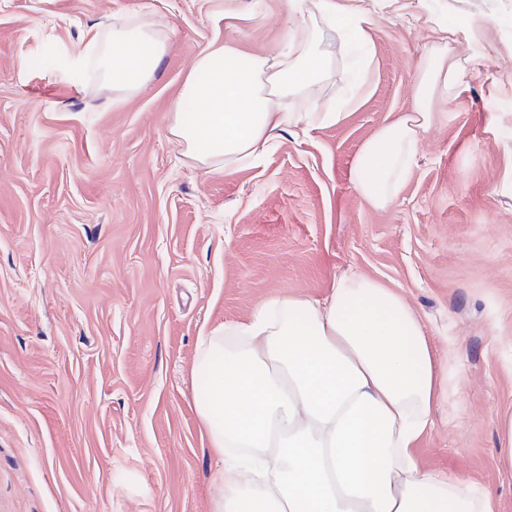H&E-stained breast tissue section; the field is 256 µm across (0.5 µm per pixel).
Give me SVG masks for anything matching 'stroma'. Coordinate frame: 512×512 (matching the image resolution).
<instances>
[{"label": "stroma", "instance_id": "1", "mask_svg": "<svg viewBox=\"0 0 512 512\" xmlns=\"http://www.w3.org/2000/svg\"><path fill=\"white\" fill-rule=\"evenodd\" d=\"M374 68L339 123L279 133L211 169L170 134L193 60L287 52L288 0H0V512H209L221 483L191 404L199 336L352 268L418 313L462 387L414 453L512 512L498 420L512 413V0H362ZM161 23L167 52L114 97L91 33ZM470 60L437 102L397 198L370 207L355 158L418 106L424 48ZM330 111L354 64L328 32Z\"/></svg>", "mask_w": 512, "mask_h": 512}]
</instances>
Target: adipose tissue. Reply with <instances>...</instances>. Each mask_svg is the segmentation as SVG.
I'll return each mask as SVG.
<instances>
[{
	"instance_id": "1",
	"label": "adipose tissue",
	"mask_w": 512,
	"mask_h": 512,
	"mask_svg": "<svg viewBox=\"0 0 512 512\" xmlns=\"http://www.w3.org/2000/svg\"><path fill=\"white\" fill-rule=\"evenodd\" d=\"M309 17L281 57L228 46L197 57L179 91L191 114L171 134L186 156L209 166L258 158L287 127L340 122L363 97L374 61L361 7L288 0ZM338 31L358 56L352 89L332 112H283L276 99L324 79V31ZM90 48L117 94L138 91L166 54L163 28L148 21L113 29ZM466 61L442 40L417 66V112L380 126L355 164L368 204L387 207L410 177L433 128L436 102L461 90ZM192 400L223 490L210 512H500L488 490L455 474L423 470L413 450L435 409L461 388L440 367L413 308L395 289L343 271L321 298L279 296L246 321L200 337Z\"/></svg>"
}]
</instances>
